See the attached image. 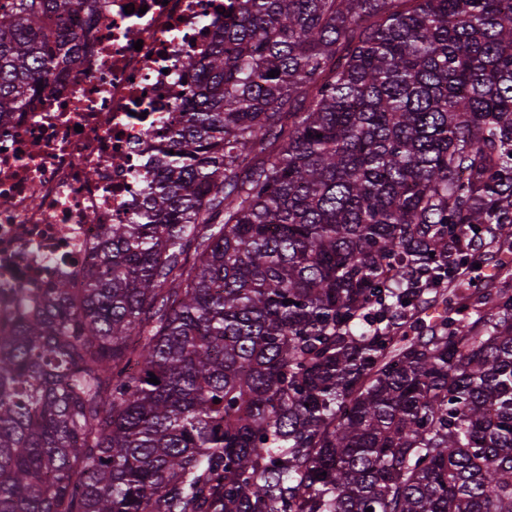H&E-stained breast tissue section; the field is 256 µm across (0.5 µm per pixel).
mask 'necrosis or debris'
Wrapping results in <instances>:
<instances>
[{"instance_id":"necrosis-or-debris-1","label":"necrosis or debris","mask_w":512,"mask_h":512,"mask_svg":"<svg viewBox=\"0 0 512 512\" xmlns=\"http://www.w3.org/2000/svg\"><path fill=\"white\" fill-rule=\"evenodd\" d=\"M223 6L100 0L94 20L55 16L88 47L31 110L0 122V333L18 302L62 279L82 287L107 225L139 208L158 145L184 121L185 57L208 52Z\"/></svg>"}]
</instances>
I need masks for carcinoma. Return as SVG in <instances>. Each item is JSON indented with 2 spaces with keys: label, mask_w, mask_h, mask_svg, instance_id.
Masks as SVG:
<instances>
[{
  "label": "carcinoma",
  "mask_w": 512,
  "mask_h": 512,
  "mask_svg": "<svg viewBox=\"0 0 512 512\" xmlns=\"http://www.w3.org/2000/svg\"><path fill=\"white\" fill-rule=\"evenodd\" d=\"M61 7L0 4V120ZM224 14L84 288L0 337V512H512V0Z\"/></svg>",
  "instance_id": "1"
}]
</instances>
